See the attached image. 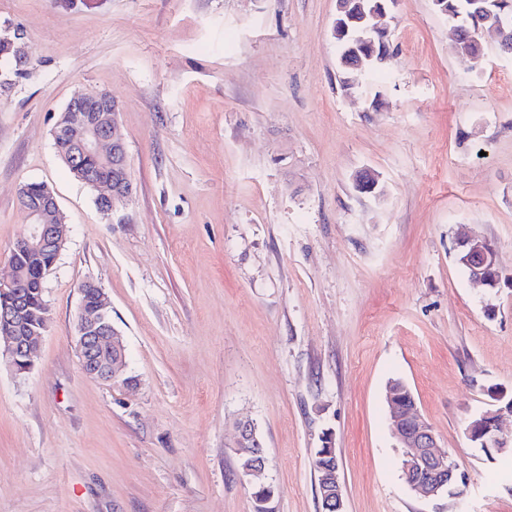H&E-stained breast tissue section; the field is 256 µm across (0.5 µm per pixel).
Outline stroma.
I'll return each instance as SVG.
<instances>
[{"label": "stroma", "mask_w": 512, "mask_h": 512, "mask_svg": "<svg viewBox=\"0 0 512 512\" xmlns=\"http://www.w3.org/2000/svg\"><path fill=\"white\" fill-rule=\"evenodd\" d=\"M336 0H0L33 63L0 96V276L47 185L68 233L32 369L0 342V512H255L233 424L265 445L271 512H512V454L466 427L512 393V286H473L462 235L512 277V56L461 54L431 0H398L382 104L340 88ZM79 89L120 103L131 198L111 215L56 154ZM375 172L379 190L355 187ZM98 283L131 389L86 376L79 286ZM464 476L424 500L388 423L390 379ZM330 440L326 441L322 448H317L315 458L319 465L333 466L336 468V450L332 448ZM338 468H323L321 477L323 492V512H342L343 510V492L340 478V464L337 458Z\"/></svg>", "instance_id": "35a3bbf8"}]
</instances>
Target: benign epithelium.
Here are the masks:
<instances>
[{
  "instance_id": "1",
  "label": "benign epithelium",
  "mask_w": 512,
  "mask_h": 512,
  "mask_svg": "<svg viewBox=\"0 0 512 512\" xmlns=\"http://www.w3.org/2000/svg\"><path fill=\"white\" fill-rule=\"evenodd\" d=\"M0 39L10 43L15 61L27 67L31 61L26 42L20 32L4 30ZM120 104L108 90L86 89L75 93L67 101L52 128L54 143L63 138L70 141L72 149L57 151L58 157L76 179L97 191L99 210L108 215L116 199H127L133 194V182L113 185L112 166L129 168L126 142L119 131ZM97 158L106 174H95L86 170L81 158L86 155ZM29 230L16 239L9 248L8 261L11 274L0 279V339L8 343V362L18 374L28 372L34 361L39 339L46 332L49 310H43L41 324L29 323L25 296L21 289L18 266L20 257L49 251L59 254L66 240V219L53 192L42 186L41 203L29 209ZM463 257L459 265L466 271L470 281L484 288L489 287L490 276L501 274L498 250L488 239L468 236L461 239ZM90 289L95 297L91 308L79 307L76 325V345L79 365L83 373L113 385L128 382L123 380L125 347L112 325V310L102 288L92 280L82 283L81 289ZM398 387L389 383L390 423L394 437L406 449L402 470L410 489L422 498H434L443 493H454L461 481L458 467L449 463L447 454L439 450L437 435L419 415L417 406L407 411L397 400ZM494 429L486 433L483 443L487 448L502 450L512 447V435L502 430L505 417H512V409H501L492 413ZM236 454L247 459L242 480L252 488L265 470L264 450L255 447L252 422L241 420L235 423ZM323 512H342L343 492L340 470L323 469L321 477Z\"/></svg>"
}]
</instances>
